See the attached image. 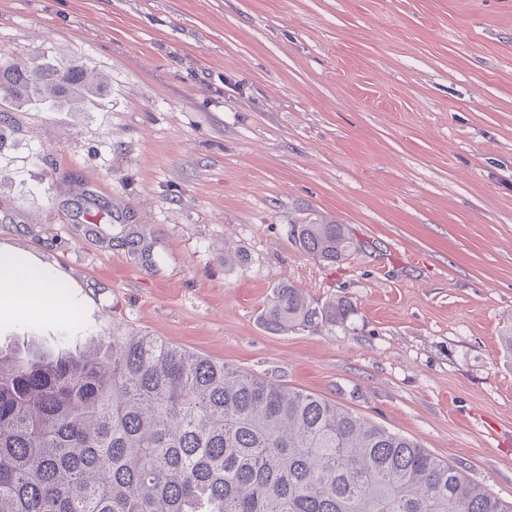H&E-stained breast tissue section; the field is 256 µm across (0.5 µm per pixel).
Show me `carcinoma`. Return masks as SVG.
Here are the masks:
<instances>
[{"instance_id":"1","label":"carcinoma","mask_w":512,"mask_h":512,"mask_svg":"<svg viewBox=\"0 0 512 512\" xmlns=\"http://www.w3.org/2000/svg\"><path fill=\"white\" fill-rule=\"evenodd\" d=\"M0 66V99L73 106L84 68ZM326 263L354 249L346 225L293 227ZM284 284L262 310L286 333L336 326ZM0 512H512L409 438L153 336L0 348Z\"/></svg>"}]
</instances>
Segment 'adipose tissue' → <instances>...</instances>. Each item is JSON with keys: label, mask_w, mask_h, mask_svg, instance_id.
<instances>
[{"label": "adipose tissue", "mask_w": 512, "mask_h": 512, "mask_svg": "<svg viewBox=\"0 0 512 512\" xmlns=\"http://www.w3.org/2000/svg\"><path fill=\"white\" fill-rule=\"evenodd\" d=\"M67 285L64 277L36 258L0 248V310L60 306L67 298Z\"/></svg>", "instance_id": "1"}]
</instances>
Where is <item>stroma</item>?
Returning <instances> with one entry per match:
<instances>
[{
    "label": "stroma",
    "mask_w": 512,
    "mask_h": 512,
    "mask_svg": "<svg viewBox=\"0 0 512 512\" xmlns=\"http://www.w3.org/2000/svg\"><path fill=\"white\" fill-rule=\"evenodd\" d=\"M76 61L80 109L0 101V247L82 303L0 314V345L155 336L511 502L512 0H0V65ZM315 216L347 260L300 247ZM283 284L351 312L270 332ZM300 247L309 255L326 263H336L349 257L354 249L345 224L312 217L293 227Z\"/></svg>",
    "instance_id": "1"
}]
</instances>
